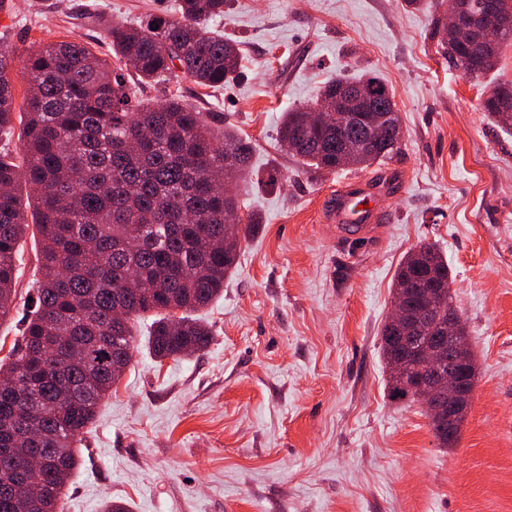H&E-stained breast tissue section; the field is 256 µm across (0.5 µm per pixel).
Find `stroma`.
Wrapping results in <instances>:
<instances>
[{"label": "stroma", "mask_w": 512, "mask_h": 512, "mask_svg": "<svg viewBox=\"0 0 512 512\" xmlns=\"http://www.w3.org/2000/svg\"><path fill=\"white\" fill-rule=\"evenodd\" d=\"M438 9L406 0H228L214 29L237 41L241 78L218 90L180 73L139 96H176L216 129L252 141L239 181L253 223L223 295L201 312L208 349L156 361L135 321L133 361L79 444L62 512H512V134L480 104L512 83V45L488 78L449 66ZM175 0H10L0 42L79 41L111 58L113 22L139 24ZM372 72L396 103L399 153L365 170L315 171L282 150L284 112L337 74ZM352 178L388 221L347 241L324 202ZM422 242L444 254L478 378L457 444L439 447L425 408L393 402L380 357L393 281ZM20 251L17 299L0 318V363L20 337L38 277Z\"/></svg>", "instance_id": "obj_1"}]
</instances>
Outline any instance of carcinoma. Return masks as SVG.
<instances>
[{
    "instance_id": "1",
    "label": "carcinoma",
    "mask_w": 512,
    "mask_h": 512,
    "mask_svg": "<svg viewBox=\"0 0 512 512\" xmlns=\"http://www.w3.org/2000/svg\"><path fill=\"white\" fill-rule=\"evenodd\" d=\"M226 0H179L174 15L150 16L136 27L112 25V67L77 41L31 46L25 55L0 47V129L19 116L23 152L0 153V318L14 306L21 241L29 228L39 236L38 271L21 343L0 364V444L20 429L33 439L0 454V512H57L64 489L80 466L75 448L95 422L129 368L137 343L132 321L151 313L153 356L182 359L204 352L211 333L197 312L224 292L241 240L252 225L225 223L239 210L224 195L226 161L248 162L252 146L236 131L217 135L202 113L177 99L159 106L138 97L132 77L161 82L180 71L202 87L218 88L241 73L235 42L210 29L224 15ZM448 60L463 75L492 71L502 45L512 42V13L495 0H470L467 13L448 32L434 25ZM21 63L29 92L25 111L15 113L12 61ZM384 88L366 73L337 75L312 102L285 113L283 146L317 170L367 169L399 151L402 128L391 117L382 134L364 128L336 132L330 114L305 124L306 111L334 102L343 85ZM482 108L501 128L512 129V84H498ZM344 136L359 143L356 154L336 151ZM32 192L23 201L20 184ZM448 262L432 244L407 252L395 275L393 296L417 299L419 286L436 288L431 322L440 329L456 308ZM123 308L112 318L115 305ZM402 345L384 323L381 353L389 374V397L419 402L411 382L414 358L399 364ZM440 447H453L448 423L426 413ZM44 463L28 467L29 449Z\"/></svg>"
}]
</instances>
